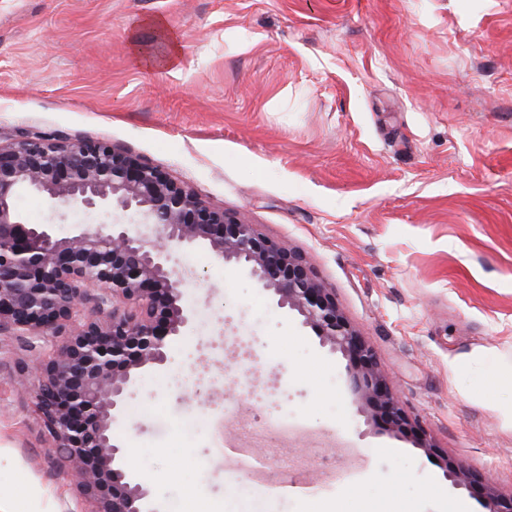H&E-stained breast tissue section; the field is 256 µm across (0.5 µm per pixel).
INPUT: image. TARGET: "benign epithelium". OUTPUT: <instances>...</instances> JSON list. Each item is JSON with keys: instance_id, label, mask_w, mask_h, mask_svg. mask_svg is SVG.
<instances>
[{"instance_id": "benign-epithelium-1", "label": "benign epithelium", "mask_w": 512, "mask_h": 512, "mask_svg": "<svg viewBox=\"0 0 512 512\" xmlns=\"http://www.w3.org/2000/svg\"><path fill=\"white\" fill-rule=\"evenodd\" d=\"M23 192L62 207L78 202L94 213L132 212L139 228L115 219L80 224L60 237L53 225L23 216L17 207ZM198 246L214 263L255 279L278 308L320 337L321 346L349 361L360 412L379 413L398 430L406 425L372 348L301 254L103 142L28 136L0 144V337L32 345L70 328L47 363L23 365L18 375L60 451L63 474L95 504L93 512H159L124 462L112 429L125 420L137 374L164 365L171 349L196 330L198 313L184 302V288L197 275L186 273L173 252ZM86 301L93 304L92 318L81 317ZM443 470L456 488L478 483L485 512H512V498H501L488 477L477 480L462 465Z\"/></svg>"}]
</instances>
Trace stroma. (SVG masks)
I'll use <instances>...</instances> for the list:
<instances>
[{"label": "stroma", "instance_id": "stroma-1", "mask_svg": "<svg viewBox=\"0 0 512 512\" xmlns=\"http://www.w3.org/2000/svg\"><path fill=\"white\" fill-rule=\"evenodd\" d=\"M179 51L146 69L134 47ZM104 141L301 253L373 349L409 422L360 412L349 363L248 275L182 253L207 314L143 370L118 429L159 506L212 512H484L443 463L512 495V0H0V142ZM60 338L0 341V502L91 512L58 474L20 364ZM277 379L302 474L270 491L212 432L242 377ZM434 447L419 448L420 440ZM154 27L161 38L167 45V49L162 54H142L141 51H136L135 56L137 61L145 67H155L165 64H170L175 61L177 57V41L176 38L169 34L166 30L164 22L158 18H153L148 21Z\"/></svg>", "mask_w": 512, "mask_h": 512}]
</instances>
